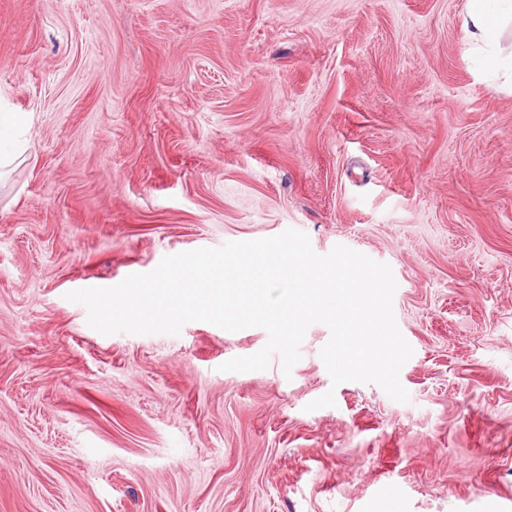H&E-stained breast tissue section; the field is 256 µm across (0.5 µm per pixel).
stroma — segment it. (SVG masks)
<instances>
[{
	"instance_id": "stroma-1",
	"label": "stroma",
	"mask_w": 512,
	"mask_h": 512,
	"mask_svg": "<svg viewBox=\"0 0 512 512\" xmlns=\"http://www.w3.org/2000/svg\"><path fill=\"white\" fill-rule=\"evenodd\" d=\"M469 0H0V512H512V87ZM294 228L390 266L409 400L104 335L68 292ZM333 392L331 407L307 411Z\"/></svg>"
}]
</instances>
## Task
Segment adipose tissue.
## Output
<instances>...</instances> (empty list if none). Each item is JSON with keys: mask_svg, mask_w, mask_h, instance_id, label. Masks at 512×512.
Wrapping results in <instances>:
<instances>
[{"mask_svg": "<svg viewBox=\"0 0 512 512\" xmlns=\"http://www.w3.org/2000/svg\"><path fill=\"white\" fill-rule=\"evenodd\" d=\"M512 23V0H469L468 20L472 44L481 53L483 64L491 72H506L512 78V54L497 49L499 31Z\"/></svg>", "mask_w": 512, "mask_h": 512, "instance_id": "1", "label": "adipose tissue"}]
</instances>
